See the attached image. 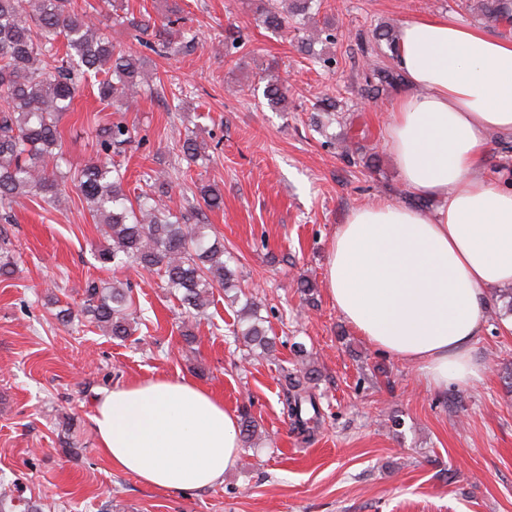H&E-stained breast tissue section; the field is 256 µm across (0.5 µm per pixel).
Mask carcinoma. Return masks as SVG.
<instances>
[{
  "label": "carcinoma",
  "mask_w": 512,
  "mask_h": 512,
  "mask_svg": "<svg viewBox=\"0 0 512 512\" xmlns=\"http://www.w3.org/2000/svg\"><path fill=\"white\" fill-rule=\"evenodd\" d=\"M72 0H0V210L18 199L39 195L52 202L67 183H72L89 204L93 216L104 224L112 246L98 251L101 267L135 265L155 274L162 287L180 296L187 307L202 312L215 288L236 287L232 257L224 243L211 237L210 225L189 223L186 206L172 198V186L145 173L147 189L130 199L124 189L125 171L112 162V154L132 142L129 111L137 88L152 81L143 57L112 42L109 34L86 13L71 7ZM112 7V23L127 24L138 32L140 43L153 52L163 51L185 37L179 27L182 9L175 4L161 26L151 19L118 14ZM320 0H257L259 21L276 32L293 30L301 49L312 52L317 43L334 39L328 26L310 24ZM478 16L495 28L512 26V0H480ZM64 40L65 56L57 43ZM95 80L97 97L118 107L122 115L98 124L96 159L81 167L67 165L61 144L59 121L71 110L76 89ZM263 95L273 108L288 110L283 84L272 70L259 76ZM402 75L393 67L373 63L365 74L372 97L398 86ZM182 159L188 164L208 160L197 137L185 134ZM199 199L209 210L224 208V195L211 184H195ZM132 290L102 287L92 280L83 291L81 314L115 339L126 340L137 331L139 317L131 311ZM258 305L248 299L237 314L232 334L250 347L272 352ZM314 371L286 376L283 413L293 433L309 444L321 424V412L311 383Z\"/></svg>",
  "instance_id": "carcinoma-1"
}]
</instances>
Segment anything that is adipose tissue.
<instances>
[{
  "label": "adipose tissue",
  "instance_id": "obj_1",
  "mask_svg": "<svg viewBox=\"0 0 512 512\" xmlns=\"http://www.w3.org/2000/svg\"><path fill=\"white\" fill-rule=\"evenodd\" d=\"M393 62L406 88L389 107L386 144L403 185L434 207L352 210L330 241L324 281L360 336L442 391L479 378L472 343L489 294L512 285V188L482 170L490 133H512V40L423 14L401 26ZM92 422L112 467L152 488L223 483L242 454L236 414L183 377L114 387Z\"/></svg>",
  "mask_w": 512,
  "mask_h": 512
}]
</instances>
